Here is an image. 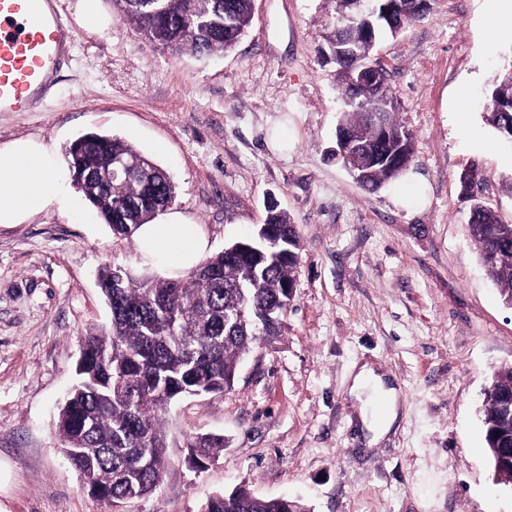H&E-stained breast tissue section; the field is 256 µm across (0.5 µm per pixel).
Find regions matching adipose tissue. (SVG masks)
Listing matches in <instances>:
<instances>
[{
    "label": "adipose tissue",
    "instance_id": "adipose-tissue-1",
    "mask_svg": "<svg viewBox=\"0 0 512 512\" xmlns=\"http://www.w3.org/2000/svg\"><path fill=\"white\" fill-rule=\"evenodd\" d=\"M57 195L51 155L43 144L26 140L0 147V224L19 223L56 200ZM138 248L144 257L176 272L200 261L206 240L197 224L152 223L139 229ZM352 390L369 394L381 405L368 429L374 439L383 438L398 417V389L365 366L355 376Z\"/></svg>",
    "mask_w": 512,
    "mask_h": 512
}]
</instances>
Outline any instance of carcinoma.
<instances>
[{"instance_id": "1", "label": "carcinoma", "mask_w": 512, "mask_h": 512, "mask_svg": "<svg viewBox=\"0 0 512 512\" xmlns=\"http://www.w3.org/2000/svg\"><path fill=\"white\" fill-rule=\"evenodd\" d=\"M120 16L135 21L147 42L173 51L208 56L233 49L251 26L253 0H111ZM427 17L417 0H395L382 17L379 37L395 36ZM367 17L343 32L329 27L323 42L336 65L345 100L357 105L343 113L337 134L360 145L368 158L361 186L370 191L396 179L413 159V137L396 118L385 82L353 85L351 74L373 45ZM512 100V82L493 79L491 101ZM78 173L84 199L119 238L133 236L174 202L176 185L157 165L154 176L138 175L107 188L95 174L114 159H143L132 145L109 135L86 134L66 150ZM472 230L479 256L503 299H512V224L499 221L483 201L473 204ZM299 246L294 225L275 207L265 228L236 241L180 277L135 278L121 266H106L100 288L111 312L109 329L84 338L77 382L58 409L54 424L61 451L91 494L109 502L156 491L168 465L164 419L172 404L188 396L221 394L234 385L240 359L279 336L292 300ZM490 461L512 464V365L498 369L481 408ZM224 448V440L197 435L185 462L201 469ZM201 512H308L287 497L268 498L234 489L216 493Z\"/></svg>"}]
</instances>
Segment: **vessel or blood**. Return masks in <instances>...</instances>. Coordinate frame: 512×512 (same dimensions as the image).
I'll return each mask as SVG.
<instances>
[{
    "instance_id": "vessel-or-blood-1",
    "label": "vessel or blood",
    "mask_w": 512,
    "mask_h": 512,
    "mask_svg": "<svg viewBox=\"0 0 512 512\" xmlns=\"http://www.w3.org/2000/svg\"><path fill=\"white\" fill-rule=\"evenodd\" d=\"M74 39L55 0H0V112L41 97Z\"/></svg>"
}]
</instances>
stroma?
<instances>
[{"mask_svg": "<svg viewBox=\"0 0 512 512\" xmlns=\"http://www.w3.org/2000/svg\"><path fill=\"white\" fill-rule=\"evenodd\" d=\"M58 8L76 43L36 104L0 112V147L49 146L60 186L45 210L0 224V512H200L240 486L310 512H512L479 414L493 373L512 364V310L480 262L459 182L476 169L478 195L512 224V147L486 120L512 36H488V0H431L374 48L415 152L373 194L334 155L344 101L321 53L327 0H255L246 36L202 58L153 48L110 0ZM91 131L170 172V210L201 225L207 255L263 224L271 199L300 239L280 336L240 360L230 392L171 406L160 489L116 506L84 488L52 419L84 336L110 325L99 271L163 269L74 185L64 151ZM365 363L400 391L371 447L349 394ZM205 433L224 449L194 471L186 445Z\"/></svg>", "mask_w": 512, "mask_h": 512, "instance_id": "1", "label": "stroma"}]
</instances>
